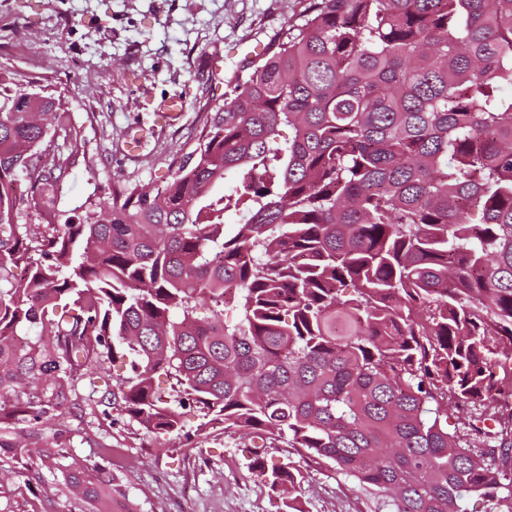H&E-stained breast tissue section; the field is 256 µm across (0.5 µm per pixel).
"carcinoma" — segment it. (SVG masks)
Instances as JSON below:
<instances>
[{
	"instance_id": "1",
	"label": "carcinoma",
	"mask_w": 512,
	"mask_h": 512,
	"mask_svg": "<svg viewBox=\"0 0 512 512\" xmlns=\"http://www.w3.org/2000/svg\"><path fill=\"white\" fill-rule=\"evenodd\" d=\"M507 85L512 0H301L168 182L118 180L76 217L46 209L62 98L0 78V463L127 359L115 417L179 436L195 409L249 441L282 512L302 475L269 448L380 512H512ZM108 456L45 458L112 512Z\"/></svg>"
}]
</instances>
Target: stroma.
<instances>
[{"instance_id":"1","label":"stroma","mask_w":512,"mask_h":512,"mask_svg":"<svg viewBox=\"0 0 512 512\" xmlns=\"http://www.w3.org/2000/svg\"><path fill=\"white\" fill-rule=\"evenodd\" d=\"M299 9V0H0V72L63 97L70 121L53 131V144L61 157L81 155L56 187V209L82 214L117 180L168 181L177 151L192 147L216 105L212 89H223ZM173 95L183 99L180 118L156 122L157 106ZM133 129L142 141L134 155L126 147ZM118 374L94 369L77 385L75 405L39 427L34 447L50 452L61 438L80 460L115 449L112 512H279L280 499L249 469L243 440L199 430L193 410L184 414L187 439L113 421L100 387ZM271 454L301 471L303 512H374V501L331 465L283 448ZM40 473L36 483L26 470L0 471V512H89L53 466Z\"/></svg>"}]
</instances>
